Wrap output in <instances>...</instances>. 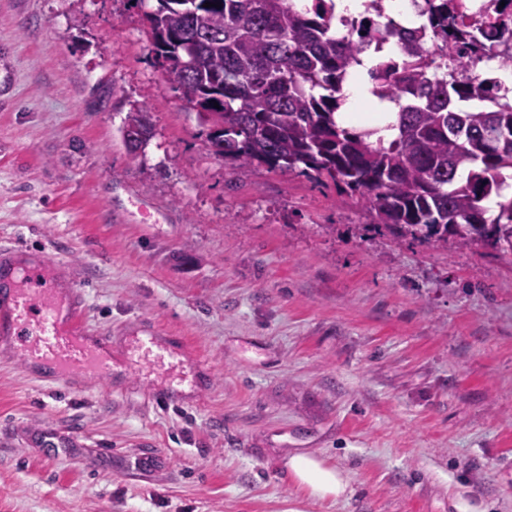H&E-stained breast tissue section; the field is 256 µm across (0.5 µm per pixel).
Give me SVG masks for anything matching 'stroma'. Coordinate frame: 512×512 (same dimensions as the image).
<instances>
[{"label": "stroma", "instance_id": "stroma-1", "mask_svg": "<svg viewBox=\"0 0 512 512\" xmlns=\"http://www.w3.org/2000/svg\"><path fill=\"white\" fill-rule=\"evenodd\" d=\"M143 11L0 0V247L72 274L115 345L155 325L210 378L65 385L0 349V512H512V260L394 239L333 183L210 155ZM48 428L76 445L37 447ZM298 451L346 495L309 500ZM127 127L137 128L141 132H143V134L145 136V143L149 140L150 137L152 138L154 135L153 125L150 121L149 112H147L145 109L140 108V107L134 108L131 112H128V114L125 118V121H124V126L122 129H123V135H124L123 139H124L125 145L129 152H131L128 147L129 143L125 137V129ZM288 468L292 480L307 493L309 499H338L347 492V475L314 454L293 455L288 461Z\"/></svg>", "mask_w": 512, "mask_h": 512}]
</instances>
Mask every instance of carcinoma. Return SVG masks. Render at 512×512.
I'll list each match as a JSON object with an SVG mask.
<instances>
[{
  "mask_svg": "<svg viewBox=\"0 0 512 512\" xmlns=\"http://www.w3.org/2000/svg\"><path fill=\"white\" fill-rule=\"evenodd\" d=\"M212 6H205V2ZM143 14L156 64L178 69L206 148L246 171L264 166L332 181L359 197L372 225L396 237L481 246L512 260V104L501 83L440 74L423 36L405 41L404 73L380 61L371 94L395 104L394 136L340 120L343 87L391 33L377 19L343 42L319 13L292 0H155ZM437 50L448 55L446 0H425ZM124 127L154 135L137 107ZM495 198L496 213L485 202Z\"/></svg>",
  "mask_w": 512,
  "mask_h": 512,
  "instance_id": "carcinoma-1",
  "label": "carcinoma"
}]
</instances>
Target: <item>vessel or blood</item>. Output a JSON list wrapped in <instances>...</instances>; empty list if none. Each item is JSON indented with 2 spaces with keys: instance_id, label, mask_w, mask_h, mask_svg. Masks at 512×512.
<instances>
[{
  "instance_id": "obj_1",
  "label": "vessel or blood",
  "mask_w": 512,
  "mask_h": 512,
  "mask_svg": "<svg viewBox=\"0 0 512 512\" xmlns=\"http://www.w3.org/2000/svg\"><path fill=\"white\" fill-rule=\"evenodd\" d=\"M18 259L17 248L0 249V337L16 344L24 371L54 382L77 376L111 382L112 335L88 328L84 290L61 281L44 257L25 266ZM125 346L154 347L172 357L185 351L150 326L132 330Z\"/></svg>"
}]
</instances>
